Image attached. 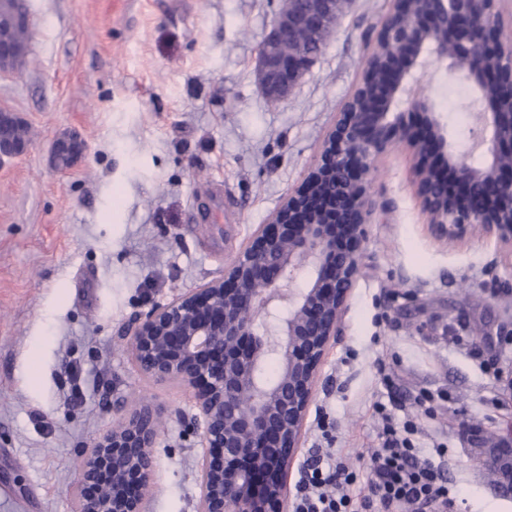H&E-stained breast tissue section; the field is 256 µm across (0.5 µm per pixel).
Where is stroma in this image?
Returning <instances> with one entry per match:
<instances>
[{"label":"stroma","instance_id":"1","mask_svg":"<svg viewBox=\"0 0 512 512\" xmlns=\"http://www.w3.org/2000/svg\"><path fill=\"white\" fill-rule=\"evenodd\" d=\"M279 5L30 0V52L0 76V107L20 113L30 143L0 168V512H74L84 451L139 404L162 416L148 512H195L201 450L184 427L191 394L147 378L123 331L222 275L301 183L375 48L367 32L393 0H346L322 54L273 103L256 60ZM461 83L433 63L413 90L478 165L476 108L452 94ZM65 133L78 134L85 152L59 171L50 149ZM410 166L395 148L370 176L387 207L367 226L343 334L322 368L287 492L319 445V413L333 419V446L346 457L376 446L383 358L399 375L394 399L417 423V445L448 450L455 512H512V495L463 431L512 421V397L493 377L512 369V259L482 233L437 241ZM442 388L450 400L436 416L414 406L420 391Z\"/></svg>","mask_w":512,"mask_h":512}]
</instances>
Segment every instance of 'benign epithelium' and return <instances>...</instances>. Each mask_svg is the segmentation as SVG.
I'll use <instances>...</instances> for the list:
<instances>
[{"label":"benign epithelium","mask_w":512,"mask_h":512,"mask_svg":"<svg viewBox=\"0 0 512 512\" xmlns=\"http://www.w3.org/2000/svg\"><path fill=\"white\" fill-rule=\"evenodd\" d=\"M306 2L278 15L258 48L261 85L276 102L311 65L286 44L334 21L339 4ZM493 5L395 0L300 185L257 225L224 275L153 306L127 329L144 375L193 391L187 426L205 448L196 512H283L286 478L321 366L341 335L367 224L383 207L369 188L381 156L398 146L413 160L410 180L436 239L454 241L479 228L512 249V43L496 37ZM432 61L460 76L480 106L479 166L455 150L432 102L411 89L412 71ZM74 140L65 134L54 141L55 169ZM28 150L29 142L0 136V166ZM305 269V287L294 288ZM271 357L278 374L268 381L262 371ZM159 421L156 407L139 405L92 443L75 512H146ZM468 445L484 450L496 481L511 493L512 425Z\"/></svg>","instance_id":"1"}]
</instances>
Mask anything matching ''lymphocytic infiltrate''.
<instances>
[{
    "mask_svg": "<svg viewBox=\"0 0 512 512\" xmlns=\"http://www.w3.org/2000/svg\"><path fill=\"white\" fill-rule=\"evenodd\" d=\"M379 443L363 469L325 450L306 461L293 500V512H448L452 503L444 446L434 454L417 448L412 420L397 421L382 402Z\"/></svg>",
    "mask_w": 512,
    "mask_h": 512,
    "instance_id": "f902f5d3",
    "label": "lymphocytic infiltrate"
}]
</instances>
